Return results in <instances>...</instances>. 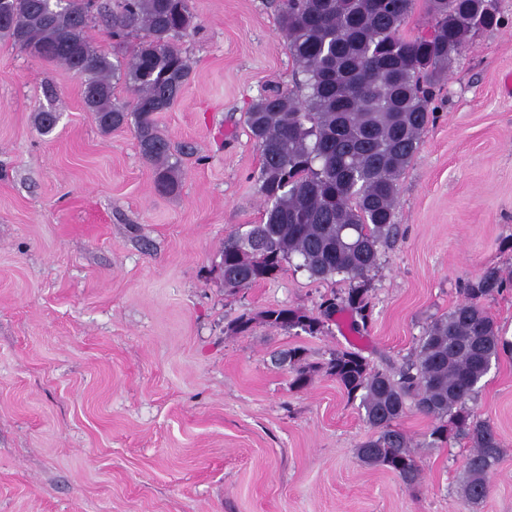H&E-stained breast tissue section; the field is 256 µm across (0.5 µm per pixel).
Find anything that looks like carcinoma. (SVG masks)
<instances>
[{
	"instance_id": "carcinoma-1",
	"label": "carcinoma",
	"mask_w": 512,
	"mask_h": 512,
	"mask_svg": "<svg viewBox=\"0 0 512 512\" xmlns=\"http://www.w3.org/2000/svg\"><path fill=\"white\" fill-rule=\"evenodd\" d=\"M415 2L280 0L281 30L304 79L260 95L245 112L261 157L255 185L265 209L260 223L224 240V287L273 279L293 256L318 280L343 275L361 284L378 266L380 247L397 232L398 180L432 119L434 89L472 36L500 24L495 0H424L433 24L407 35L402 26ZM96 18L117 44L138 36L128 59L90 43L87 28ZM192 25L189 0H0V40L22 52L35 48L41 59L74 72L102 131L133 126L163 194L179 190L183 158L192 155L157 126V115L174 106L190 79V62L176 41ZM121 81L131 94L128 106L114 101ZM502 287L494 269L466 284L464 301L430 322L414 354L388 371L356 351L330 354L325 373L348 400H359L375 429L356 448L360 463L384 467L409 487L418 483L416 453L397 427L414 407L435 420L432 442L468 440L463 503L487 498L488 463H498L502 449L470 402L499 356L498 327L484 300ZM341 310L351 313L355 329H367L369 302L361 287L325 301L317 316L279 307L263 311L262 319L315 336ZM283 358L292 385L308 386L318 367L304 350L291 348Z\"/></svg>"
}]
</instances>
